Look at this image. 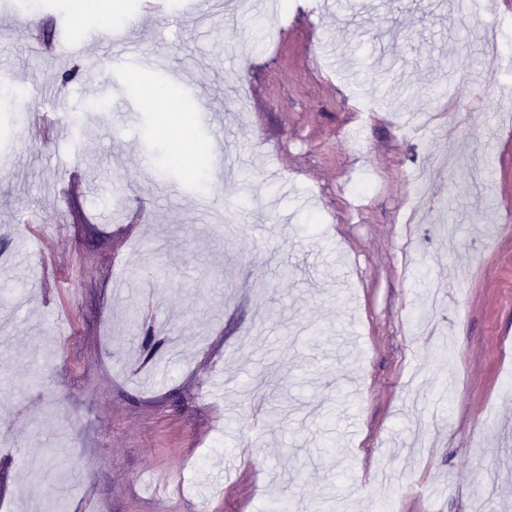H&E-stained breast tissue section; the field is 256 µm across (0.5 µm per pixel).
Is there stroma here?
<instances>
[{
    "label": "stroma",
    "instance_id": "1",
    "mask_svg": "<svg viewBox=\"0 0 512 512\" xmlns=\"http://www.w3.org/2000/svg\"><path fill=\"white\" fill-rule=\"evenodd\" d=\"M121 3L0 0V512H512V0Z\"/></svg>",
    "mask_w": 512,
    "mask_h": 512
}]
</instances>
